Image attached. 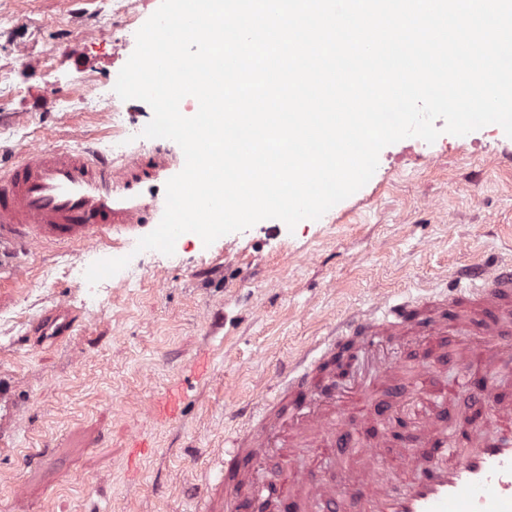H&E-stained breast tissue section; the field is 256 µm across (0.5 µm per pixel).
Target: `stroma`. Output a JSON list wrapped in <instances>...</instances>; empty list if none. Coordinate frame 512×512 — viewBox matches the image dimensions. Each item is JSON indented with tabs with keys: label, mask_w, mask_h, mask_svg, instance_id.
I'll use <instances>...</instances> for the list:
<instances>
[{
	"label": "stroma",
	"mask_w": 512,
	"mask_h": 512,
	"mask_svg": "<svg viewBox=\"0 0 512 512\" xmlns=\"http://www.w3.org/2000/svg\"><path fill=\"white\" fill-rule=\"evenodd\" d=\"M103 0H0V65L25 88L0 105V167L32 143L107 152L112 124L98 112H66L72 77L90 74L112 92L135 39L79 40L95 26ZM25 56H18L17 47ZM137 131L127 151L177 174L181 148L139 132L153 116L144 101H123ZM439 143L409 137L383 148L355 194L320 219L258 223L211 245L186 234L173 255L136 252L113 235L97 251L67 244L16 246L0 261V378L13 392L0 403V512H195L204 493L221 502L217 482L229 411L250 407L268 378L326 335L352 308L377 297L418 295L443 275L492 256H512V138L475 130ZM131 256L141 278L118 287L65 276L83 265ZM21 268L22 280L10 272ZM76 317L70 336L40 341L55 310ZM185 394L170 422L148 408L173 385ZM149 441L130 458L131 436Z\"/></svg>",
	"instance_id": "obj_1"
}]
</instances>
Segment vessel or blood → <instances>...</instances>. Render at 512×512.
<instances>
[{
    "label": "vessel or blood",
    "mask_w": 512,
    "mask_h": 512,
    "mask_svg": "<svg viewBox=\"0 0 512 512\" xmlns=\"http://www.w3.org/2000/svg\"><path fill=\"white\" fill-rule=\"evenodd\" d=\"M140 164L134 158L116 170L90 150L28 149L12 168L0 171V245L27 239L88 248L133 228L142 211L124 196L127 177ZM441 305L423 324L412 299L376 302L346 316L295 363L276 371L267 383L273 398L253 408L246 433L224 448V512H237L234 491L244 483L254 512H512L511 426L493 420L460 442L423 420L412 454L385 435L354 442L340 408L363 394L364 386L342 395L316 379L317 365L343 340L399 346L412 335L416 360L393 361L380 378L392 383L404 376L417 393L431 376L427 359L437 345L474 330L477 342L451 350L464 358L465 369L432 390L433 402L444 406L456 394L500 405L496 389L477 388L474 377L512 364V260L498 257L452 276ZM278 435L288 457L326 445L344 448L359 465L340 481L292 467L267 482L248 481L253 458Z\"/></svg>",
    "instance_id": "vessel-or-blood-1"
}]
</instances>
